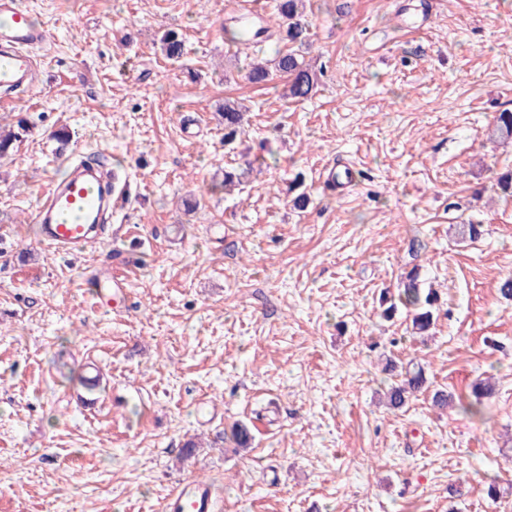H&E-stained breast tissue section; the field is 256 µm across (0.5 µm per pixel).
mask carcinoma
<instances>
[{
	"instance_id": "cac0c4a2",
	"label": "carcinoma",
	"mask_w": 512,
	"mask_h": 512,
	"mask_svg": "<svg viewBox=\"0 0 512 512\" xmlns=\"http://www.w3.org/2000/svg\"><path fill=\"white\" fill-rule=\"evenodd\" d=\"M309 0H277L278 28L282 40L288 42V48L278 49L273 58L265 63L252 64L248 79L252 83L267 81L273 75H280L288 79L289 98L300 101L311 97L317 90L318 77L314 67L305 61L303 49L310 46L311 33L305 21L306 6ZM232 33V39L239 45H248L261 38L267 29L261 24L253 22L247 26L227 27ZM161 49L169 60H178L184 54L182 37L173 31L167 30L160 37ZM219 116L224 125V145L231 148L236 143L243 129L244 113L238 108L235 101L228 98L219 108ZM489 137L493 140H509L512 138V111L503 110L493 117ZM252 168H233L224 171V186L242 187L248 181ZM438 300L437 292L430 289L423 291L418 281L417 270L412 269L402 278L398 301H390L384 310L387 318L397 311V304L412 308L411 325L414 333L424 335L434 325L433 307ZM426 384L423 369L407 371L405 377L392 385L388 392L389 404L394 409L406 405L410 395L421 390ZM475 401L462 407L466 414L480 413L481 401L492 395L491 387L478 381L472 388Z\"/></svg>"
}]
</instances>
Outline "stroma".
Wrapping results in <instances>:
<instances>
[{
	"label": "stroma",
	"instance_id": "1",
	"mask_svg": "<svg viewBox=\"0 0 512 512\" xmlns=\"http://www.w3.org/2000/svg\"><path fill=\"white\" fill-rule=\"evenodd\" d=\"M23 2L52 38L37 89L0 106L18 133L0 158V512H162L191 479L220 512H448L460 480L458 512H512V197L492 186L512 142L488 138L512 109V0H310L323 73L303 102L247 80L277 44L229 41L242 0ZM228 97L247 109L231 149ZM76 145L122 196L98 250L63 258L32 212ZM329 167L356 178L329 189ZM468 217L482 240L461 239ZM104 265L129 277L124 314L86 284ZM415 265L442 297L425 338L379 305ZM390 359L427 378L400 410ZM487 377L482 416L461 412ZM237 422L250 448L226 438Z\"/></svg>",
	"mask_w": 512,
	"mask_h": 512
}]
</instances>
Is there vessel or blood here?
<instances>
[{
	"mask_svg": "<svg viewBox=\"0 0 512 512\" xmlns=\"http://www.w3.org/2000/svg\"><path fill=\"white\" fill-rule=\"evenodd\" d=\"M49 31L35 23L23 0H0V87L28 93L37 85V73L29 54L45 44ZM116 185L98 164L81 160L70 177L50 184L33 213L38 241L45 248L68 255L95 248L103 221L112 208ZM128 282L111 271L96 276L98 307L124 304ZM164 512H216V497L210 485L179 483L166 497Z\"/></svg>",
	"mask_w": 512,
	"mask_h": 512,
	"instance_id": "obj_1",
	"label": "vessel or blood"
}]
</instances>
